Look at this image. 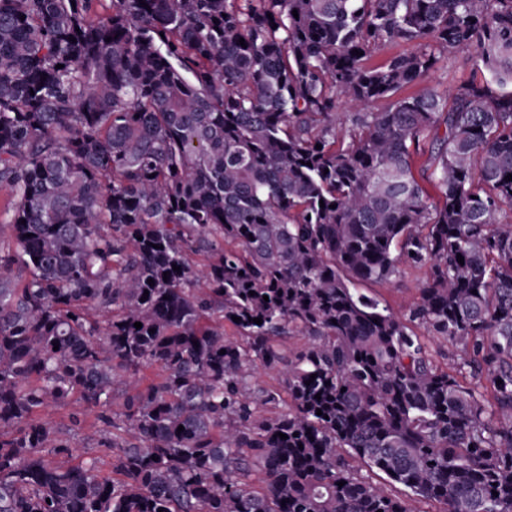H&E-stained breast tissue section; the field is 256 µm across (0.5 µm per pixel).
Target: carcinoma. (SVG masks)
I'll return each mask as SVG.
<instances>
[{"mask_svg": "<svg viewBox=\"0 0 512 512\" xmlns=\"http://www.w3.org/2000/svg\"><path fill=\"white\" fill-rule=\"evenodd\" d=\"M101 2L0 0V512H512V0ZM475 52L472 49H459L448 56L447 62H441L427 82L411 86L407 92L413 93L434 86L440 92H448L469 80L475 73ZM424 271L402 266L400 275L392 283L355 282L353 288L380 303V306L398 317H404L419 300ZM83 404L80 401L72 399L70 403L63 407L58 405H48L43 408L38 417L45 422H49L58 427H66L70 424L69 416L72 412L81 410Z\"/></svg>", "mask_w": 512, "mask_h": 512, "instance_id": "cac0c4a2", "label": "carcinoma"}]
</instances>
